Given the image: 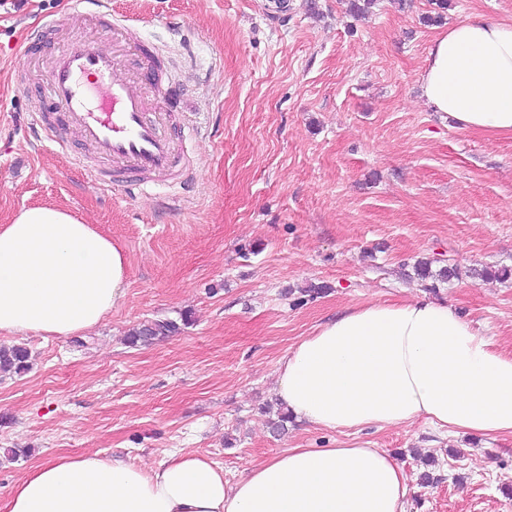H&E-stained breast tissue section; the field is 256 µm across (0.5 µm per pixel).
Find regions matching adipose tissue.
Here are the masks:
<instances>
[{"label": "adipose tissue", "mask_w": 512, "mask_h": 512, "mask_svg": "<svg viewBox=\"0 0 512 512\" xmlns=\"http://www.w3.org/2000/svg\"><path fill=\"white\" fill-rule=\"evenodd\" d=\"M434 111L468 131L512 137V22L467 18L438 36L421 80ZM126 257L55 206L0 225V333L65 337L100 325L126 292ZM277 399L317 429L416 420L451 434L512 436V353L425 297L339 313L287 351ZM409 487L386 451L290 448L238 480L172 452L150 467L97 454L44 460L6 512H405Z\"/></svg>", "instance_id": "ef3b65f1"}]
</instances>
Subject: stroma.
I'll list each match as a JSON object with an SVG mask.
<instances>
[{
  "mask_svg": "<svg viewBox=\"0 0 512 512\" xmlns=\"http://www.w3.org/2000/svg\"><path fill=\"white\" fill-rule=\"evenodd\" d=\"M69 2L0 0V225L65 207L122 249L128 286L85 335L0 334L31 353L0 374V507L56 455L150 465L181 450L233 481L354 439L402 465L406 512H512V436L271 425L280 359L350 306L445 300L512 353V278L479 275L512 269V138L461 130L421 95L435 38L468 16L512 21V0H376L362 17L346 0H110L159 52V81L178 89L170 122L190 126L197 159L191 180L139 192L94 182L108 165L78 139L64 154L30 129L44 77L22 43L102 33L67 18ZM185 313L162 342L125 341Z\"/></svg>",
  "mask_w": 512,
  "mask_h": 512,
  "instance_id": "obj_1",
  "label": "stroma"
}]
</instances>
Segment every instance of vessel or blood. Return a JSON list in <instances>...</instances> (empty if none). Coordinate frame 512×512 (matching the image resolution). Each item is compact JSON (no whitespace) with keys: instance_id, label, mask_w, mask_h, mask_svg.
Segmentation results:
<instances>
[{"instance_id":"vessel-or-blood-1","label":"vessel or blood","mask_w":512,"mask_h":512,"mask_svg":"<svg viewBox=\"0 0 512 512\" xmlns=\"http://www.w3.org/2000/svg\"><path fill=\"white\" fill-rule=\"evenodd\" d=\"M43 50L46 99L34 114V127L45 128L59 148L70 133L112 164V183L126 186L143 176L192 175L187 150L178 148L160 99L162 87L148 89L147 79L161 67L143 53L136 69L123 65L125 49L110 37L39 48L24 43L22 54Z\"/></svg>"}]
</instances>
